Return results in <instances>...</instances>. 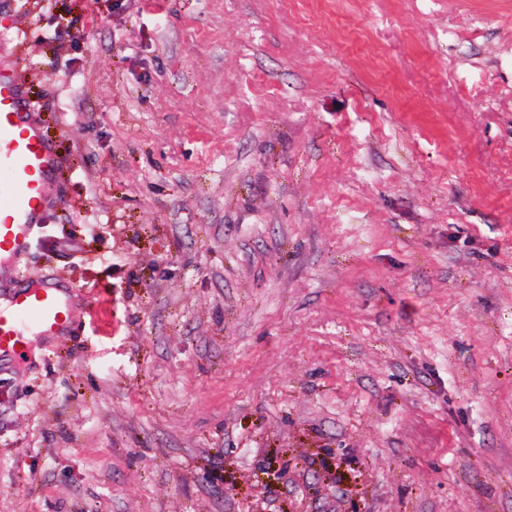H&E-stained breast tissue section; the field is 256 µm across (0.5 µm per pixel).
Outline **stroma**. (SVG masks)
<instances>
[{
	"label": "stroma",
	"instance_id": "stroma-1",
	"mask_svg": "<svg viewBox=\"0 0 512 512\" xmlns=\"http://www.w3.org/2000/svg\"><path fill=\"white\" fill-rule=\"evenodd\" d=\"M61 158L0 512H512V0H11Z\"/></svg>",
	"mask_w": 512,
	"mask_h": 512
}]
</instances>
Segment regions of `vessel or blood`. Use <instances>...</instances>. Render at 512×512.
I'll use <instances>...</instances> for the list:
<instances>
[{
    "instance_id": "1",
    "label": "vessel or blood",
    "mask_w": 512,
    "mask_h": 512,
    "mask_svg": "<svg viewBox=\"0 0 512 512\" xmlns=\"http://www.w3.org/2000/svg\"><path fill=\"white\" fill-rule=\"evenodd\" d=\"M59 166L34 119L25 82L0 66V265L26 253L43 230V206ZM70 321L57 288L16 280L9 309L0 313V358L25 356L32 335H59Z\"/></svg>"
}]
</instances>
